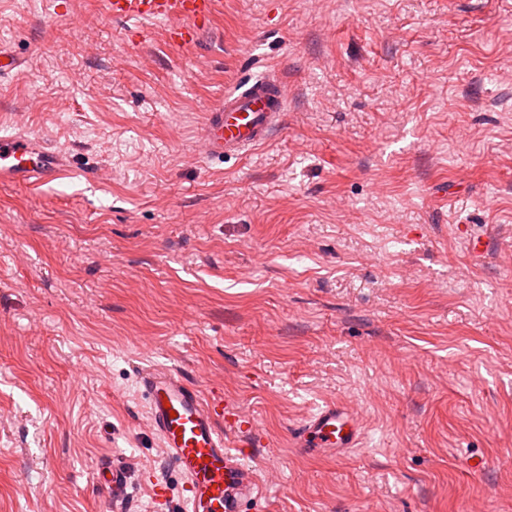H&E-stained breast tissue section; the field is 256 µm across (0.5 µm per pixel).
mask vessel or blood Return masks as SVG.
<instances>
[{
  "instance_id": "1",
  "label": "vessel or blood",
  "mask_w": 512,
  "mask_h": 512,
  "mask_svg": "<svg viewBox=\"0 0 512 512\" xmlns=\"http://www.w3.org/2000/svg\"><path fill=\"white\" fill-rule=\"evenodd\" d=\"M104 13L120 21L165 24L171 42L189 45L210 24L217 0H101ZM288 95L275 74L252 77L225 92L207 113L199 151L208 159L241 157L267 143L284 124ZM67 155L40 138L0 137V182L39 187L69 167ZM150 426L186 487L184 512H243L258 500L256 473L243 452L232 449L225 426L252 428L251 418L223 397L203 393L178 371L153 368L139 375ZM363 436L359 419L345 406L327 402L309 414L295 440L309 453L341 456Z\"/></svg>"
}]
</instances>
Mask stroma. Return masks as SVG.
I'll return each mask as SVG.
<instances>
[{"label": "stroma", "mask_w": 512, "mask_h": 512, "mask_svg": "<svg viewBox=\"0 0 512 512\" xmlns=\"http://www.w3.org/2000/svg\"><path fill=\"white\" fill-rule=\"evenodd\" d=\"M58 2L0 0V134L71 160L0 184V512H182L151 366L254 416L244 512H512V0H218L186 46ZM272 71L283 127L205 160ZM330 401L364 439L306 454ZM288 95L276 74L250 77L224 93L207 113L199 138L204 158L242 157L284 124Z\"/></svg>", "instance_id": "35a3bbf8"}]
</instances>
